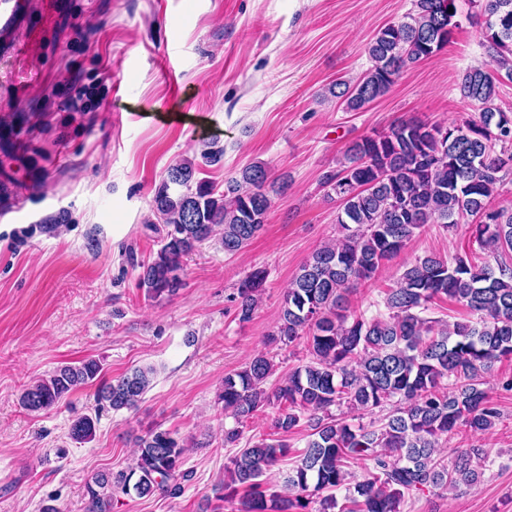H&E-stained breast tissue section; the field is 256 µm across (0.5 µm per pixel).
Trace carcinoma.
I'll return each instance as SVG.
<instances>
[{"label": "carcinoma", "instance_id": "obj_1", "mask_svg": "<svg viewBox=\"0 0 512 512\" xmlns=\"http://www.w3.org/2000/svg\"><path fill=\"white\" fill-rule=\"evenodd\" d=\"M482 19L484 44L497 69L466 70L460 96L473 113L461 123L401 121L346 148L339 169L323 184L342 201L336 218L340 237L318 248L302 265L285 295L275 336L307 340L309 359L277 388L265 384L273 361L254 356L224 377L220 400L241 424L276 406L275 436L249 441L224 465L222 499L236 512H403L406 499L460 486L481 477L484 450L460 451L451 464L437 458L440 438L465 427L479 441L501 418L484 388V374L512 358V206H495L512 175V113L496 106L501 78L512 80V0H470ZM455 0H414L403 20L375 34L368 46L371 67L353 85L328 88L357 111L385 95L409 63L434 56L456 26ZM192 160L170 165L156 188L152 208L163 224L160 247L134 261L138 287L148 296L172 297L183 287L182 260L222 228L224 251L244 249L266 224L280 183L263 162L245 167L220 190L198 177ZM473 217L471 236L496 265L464 257L417 258L384 299L387 315L367 318L346 310V296L395 258L427 224L448 229ZM267 272L257 269L231 296L239 321L252 319ZM446 296L476 315L472 322L434 328L423 317ZM98 359L64 365L21 395L23 407L40 412L72 391L97 385V402L114 411L130 408L150 386L154 368L138 367L105 380ZM379 409L380 425L353 424L332 413ZM307 419L286 491H269L263 476L289 453L284 434ZM99 415L84 414L70 426L72 440H91ZM129 471L100 473L85 485L83 512H112L117 493L176 495L189 472L187 448L166 430L138 439ZM368 465L354 479V464ZM343 490V500L336 492Z\"/></svg>", "mask_w": 512, "mask_h": 512}]
</instances>
